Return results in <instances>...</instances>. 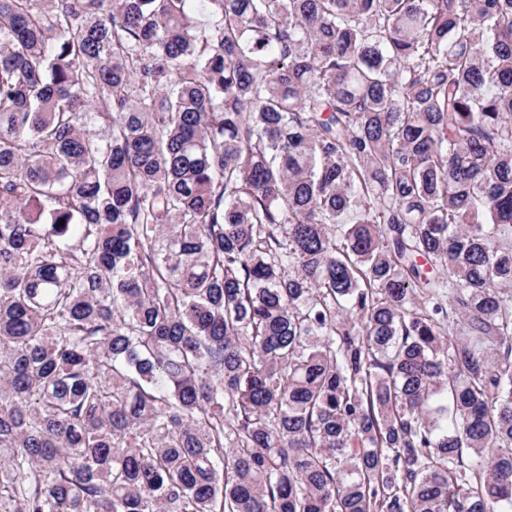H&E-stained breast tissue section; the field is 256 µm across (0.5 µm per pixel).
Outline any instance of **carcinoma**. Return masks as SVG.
<instances>
[{
	"instance_id": "obj_1",
	"label": "carcinoma",
	"mask_w": 512,
	"mask_h": 512,
	"mask_svg": "<svg viewBox=\"0 0 512 512\" xmlns=\"http://www.w3.org/2000/svg\"><path fill=\"white\" fill-rule=\"evenodd\" d=\"M0 512H512V0H0Z\"/></svg>"
}]
</instances>
